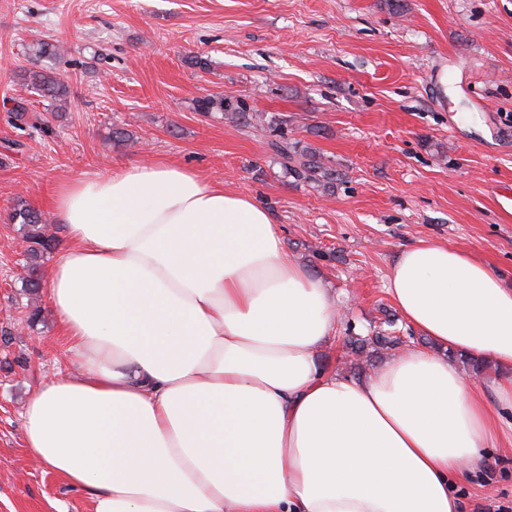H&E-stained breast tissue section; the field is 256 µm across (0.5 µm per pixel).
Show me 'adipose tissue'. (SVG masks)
Returning <instances> with one entry per match:
<instances>
[{"label": "adipose tissue", "mask_w": 512, "mask_h": 512, "mask_svg": "<svg viewBox=\"0 0 512 512\" xmlns=\"http://www.w3.org/2000/svg\"><path fill=\"white\" fill-rule=\"evenodd\" d=\"M51 210L78 373L29 397L24 439L92 512H458L455 480L512 447V282L471 254L401 252L387 292L431 346L354 380L317 358L339 306L253 198L159 160Z\"/></svg>", "instance_id": "1"}]
</instances>
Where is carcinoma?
Wrapping results in <instances>:
<instances>
[{"instance_id":"cac0c4a2","label":"carcinoma","mask_w":512,"mask_h":512,"mask_svg":"<svg viewBox=\"0 0 512 512\" xmlns=\"http://www.w3.org/2000/svg\"><path fill=\"white\" fill-rule=\"evenodd\" d=\"M29 51L36 62L43 57H54L58 54L56 46L41 40L31 44ZM24 78L34 92L52 102L68 97L67 85L48 69L30 68L24 72ZM197 110L206 116L219 113L243 126L267 128L272 135V139L269 140L271 150L281 159L285 170L297 181L320 183L331 175L319 154L297 149V144L288 141L281 123L268 121L259 113L247 111L246 104L239 98L225 94H207L197 101ZM10 112L16 128L22 129L29 125V108L26 101H13ZM11 220L21 224L25 242L28 244L26 259L29 276L25 281V288L37 294L44 288L41 266L44 259L56 248V239L47 233L48 223L44 214L26 204H21L13 210ZM384 324L385 327H390L393 321L386 320ZM385 327L373 330L366 336L349 335L344 338V348L347 352L362 355L359 361L350 363L352 368L360 371L363 365L373 362L374 352L380 349L394 350L403 344L401 337L392 335Z\"/></svg>"}]
</instances>
